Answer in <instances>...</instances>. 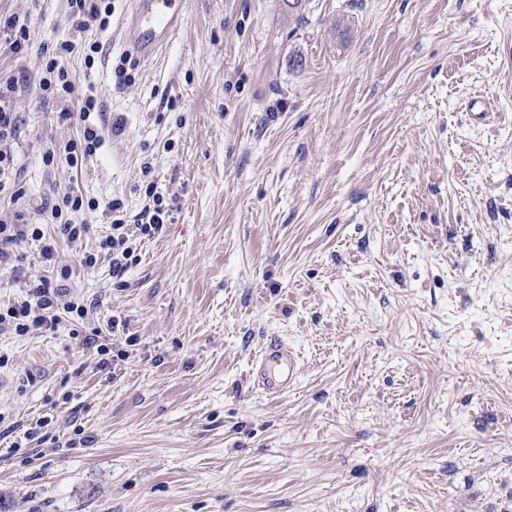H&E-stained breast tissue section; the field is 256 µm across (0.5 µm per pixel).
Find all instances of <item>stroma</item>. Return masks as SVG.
Wrapping results in <instances>:
<instances>
[{"label": "stroma", "mask_w": 512, "mask_h": 512, "mask_svg": "<svg viewBox=\"0 0 512 512\" xmlns=\"http://www.w3.org/2000/svg\"><path fill=\"white\" fill-rule=\"evenodd\" d=\"M304 3L183 0L144 62L112 0L94 67L62 59L104 143L52 170L43 141L80 126L36 56L74 38L68 0H0L30 29L0 52V81L31 85L26 216L68 187L99 201L60 260L94 322L121 321L110 351L138 339L104 362L68 322L0 333L7 512H512V0ZM154 192L166 223L135 235L122 284L109 257L78 266L104 202L134 224ZM42 273L27 241L0 309ZM272 338L300 363L277 398L251 378Z\"/></svg>", "instance_id": "obj_1"}]
</instances>
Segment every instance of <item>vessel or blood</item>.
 Wrapping results in <instances>:
<instances>
[{
  "mask_svg": "<svg viewBox=\"0 0 512 512\" xmlns=\"http://www.w3.org/2000/svg\"><path fill=\"white\" fill-rule=\"evenodd\" d=\"M177 0H133L130 14L123 23L126 49L149 61L180 34L184 15ZM300 364L292 348L280 340H269L254 361V382L270 396L288 392L296 382Z\"/></svg>",
  "mask_w": 512,
  "mask_h": 512,
  "instance_id": "1",
  "label": "vessel or blood"
}]
</instances>
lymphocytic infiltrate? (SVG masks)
Segmentation results:
<instances>
[{
	"mask_svg": "<svg viewBox=\"0 0 512 512\" xmlns=\"http://www.w3.org/2000/svg\"><path fill=\"white\" fill-rule=\"evenodd\" d=\"M70 22L75 31L85 32L90 28L106 30L112 15V0H70ZM75 44L63 40L56 44L51 55L42 56L39 66V87L62 103L71 102L75 85L68 71L61 65L63 55L72 53ZM28 92V85L15 80L0 83V196L18 204L24 197L12 179L13 145L17 140L19 118L14 110L17 99ZM100 104L94 96H85L81 101L78 119L81 133L77 140L68 142L64 149L48 147L42 160L46 166H54L57 157H65L70 166H77L83 158L93 156L102 144V136L93 114L99 113ZM95 201L85 200L74 190H66L60 203L54 204L43 224H51V232H44L43 225L28 223L21 212L0 215V263L8 262L14 249L22 242H40V256L47 267L53 268L50 276H42L27 284L25 294L16 302L0 311V332L11 331L23 336L34 330H57L64 318H85L88 309L71 290V267L57 266L56 254L60 243L76 244L90 231L89 225L74 222L75 214L84 209H95ZM111 217V232L100 242L101 251L112 258V276L120 278L133 262L132 233L127 224L119 200H110L105 205Z\"/></svg>",
	"mask_w": 512,
	"mask_h": 512,
	"instance_id": "lymphocytic-infiltrate-1",
	"label": "lymphocytic infiltrate"
}]
</instances>
